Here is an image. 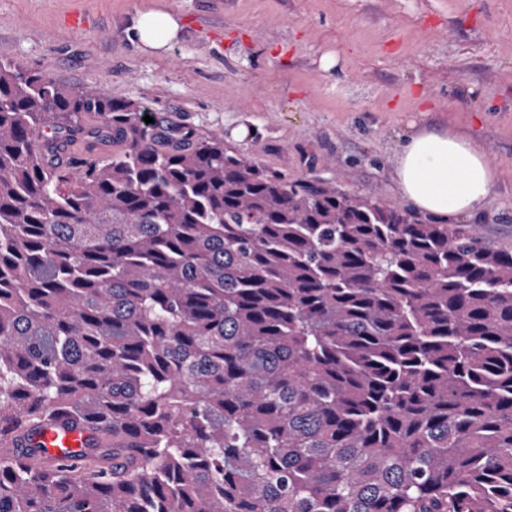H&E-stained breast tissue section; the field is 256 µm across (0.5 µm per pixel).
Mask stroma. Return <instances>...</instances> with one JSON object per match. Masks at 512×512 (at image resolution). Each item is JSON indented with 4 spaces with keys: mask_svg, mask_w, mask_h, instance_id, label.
<instances>
[{
    "mask_svg": "<svg viewBox=\"0 0 512 512\" xmlns=\"http://www.w3.org/2000/svg\"><path fill=\"white\" fill-rule=\"evenodd\" d=\"M150 7L180 23L154 53L130 32ZM0 60L390 207L406 205L393 170L409 134L469 136L497 193L459 224L512 251V0H0Z\"/></svg>",
    "mask_w": 512,
    "mask_h": 512,
    "instance_id": "stroma-1",
    "label": "stroma"
}]
</instances>
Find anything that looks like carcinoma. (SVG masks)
<instances>
[{"instance_id":"cac0c4a2","label":"carcinoma","mask_w":512,"mask_h":512,"mask_svg":"<svg viewBox=\"0 0 512 512\" xmlns=\"http://www.w3.org/2000/svg\"><path fill=\"white\" fill-rule=\"evenodd\" d=\"M145 115L0 61V512H512V252ZM86 434L77 430L59 432L53 429H45L40 432L35 441L40 446L42 452L53 463H74L71 453L67 451H77L84 448V439Z\"/></svg>"}]
</instances>
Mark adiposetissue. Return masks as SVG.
<instances>
[{
  "instance_id": "ef3b65f1",
  "label": "adipose tissue",
  "mask_w": 512,
  "mask_h": 512,
  "mask_svg": "<svg viewBox=\"0 0 512 512\" xmlns=\"http://www.w3.org/2000/svg\"><path fill=\"white\" fill-rule=\"evenodd\" d=\"M179 30L177 19L165 11L139 13L132 26L135 40L148 50L167 47ZM394 180L414 208L450 221L474 214L496 191L477 141L433 129L415 131L401 146Z\"/></svg>"
}]
</instances>
